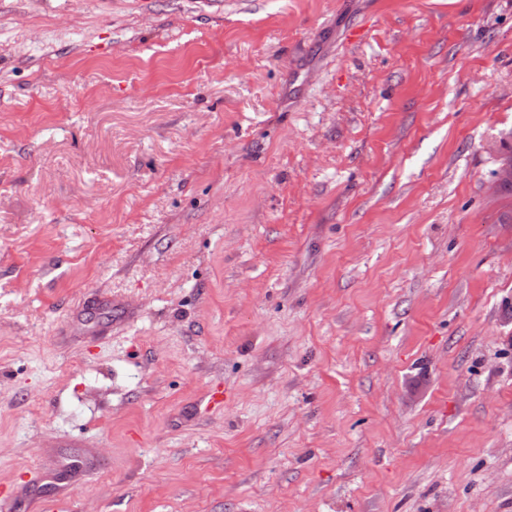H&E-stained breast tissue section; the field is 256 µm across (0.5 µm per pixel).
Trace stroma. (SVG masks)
<instances>
[{
  "mask_svg": "<svg viewBox=\"0 0 512 512\" xmlns=\"http://www.w3.org/2000/svg\"><path fill=\"white\" fill-rule=\"evenodd\" d=\"M510 128L512 0H0V512H512ZM510 139V144L507 139ZM512 131H508L505 138L503 140V147L509 151L510 153H499L498 150L495 162V168L491 172L490 179V188L496 193L501 190L503 195L511 196L512 195Z\"/></svg>",
  "mask_w": 512,
  "mask_h": 512,
  "instance_id": "stroma-1",
  "label": "stroma"
}]
</instances>
